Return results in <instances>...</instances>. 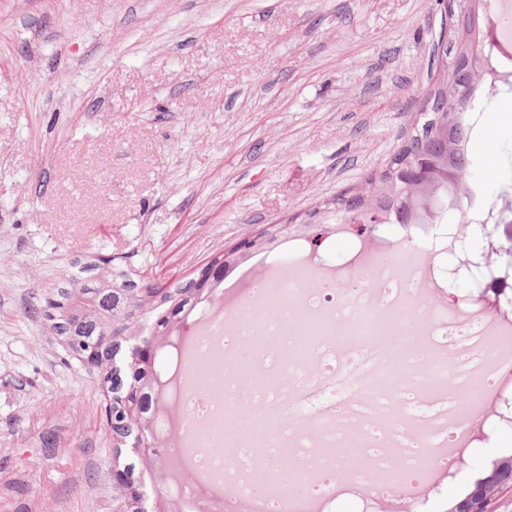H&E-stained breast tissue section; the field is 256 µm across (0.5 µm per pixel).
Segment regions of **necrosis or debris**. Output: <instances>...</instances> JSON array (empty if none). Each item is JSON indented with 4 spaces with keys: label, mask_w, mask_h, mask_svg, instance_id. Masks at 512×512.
<instances>
[{
    "label": "necrosis or debris",
    "mask_w": 512,
    "mask_h": 512,
    "mask_svg": "<svg viewBox=\"0 0 512 512\" xmlns=\"http://www.w3.org/2000/svg\"><path fill=\"white\" fill-rule=\"evenodd\" d=\"M418 236L361 244L338 288L308 287V262L277 266L250 305L207 321L182 358L175 454L204 481L275 497L281 512L451 468L490 392L512 377V298L483 269L475 284L499 311L428 303L445 284L452 227Z\"/></svg>",
    "instance_id": "necrosis-or-debris-1"
}]
</instances>
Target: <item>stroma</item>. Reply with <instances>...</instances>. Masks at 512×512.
Segmentation results:
<instances>
[{"instance_id": "obj_1", "label": "stroma", "mask_w": 512, "mask_h": 512, "mask_svg": "<svg viewBox=\"0 0 512 512\" xmlns=\"http://www.w3.org/2000/svg\"><path fill=\"white\" fill-rule=\"evenodd\" d=\"M447 19L435 0H0V512H113L100 373L35 312L76 264L170 280L269 224L339 260L323 201L382 170L420 118ZM469 185L512 261V90L478 98ZM497 126L487 140L489 126ZM253 257L170 326L160 445L124 450L146 512H172L175 355L201 315L267 276ZM512 425L488 416L450 472L370 512H449Z\"/></svg>"}]
</instances>
